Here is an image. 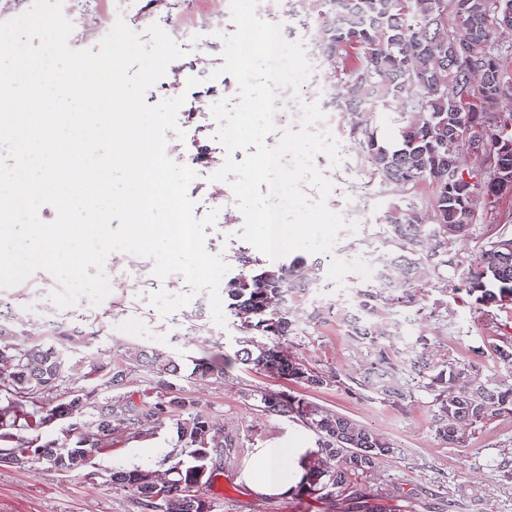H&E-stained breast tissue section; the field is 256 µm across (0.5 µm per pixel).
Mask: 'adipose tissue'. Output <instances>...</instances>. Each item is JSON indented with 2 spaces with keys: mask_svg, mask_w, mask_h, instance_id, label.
<instances>
[{
  "mask_svg": "<svg viewBox=\"0 0 512 512\" xmlns=\"http://www.w3.org/2000/svg\"><path fill=\"white\" fill-rule=\"evenodd\" d=\"M303 449L255 448L243 462L239 474L254 494L263 497H287L303 480Z\"/></svg>",
  "mask_w": 512,
  "mask_h": 512,
  "instance_id": "1",
  "label": "adipose tissue"
}]
</instances>
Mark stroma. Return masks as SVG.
I'll return each instance as SVG.
<instances>
[{
  "instance_id": "stroma-1",
  "label": "stroma",
  "mask_w": 512,
  "mask_h": 512,
  "mask_svg": "<svg viewBox=\"0 0 512 512\" xmlns=\"http://www.w3.org/2000/svg\"><path fill=\"white\" fill-rule=\"evenodd\" d=\"M304 0H275L269 11H258L259 19L278 23L290 41L307 38ZM224 44L220 37L209 36L204 50L186 49L182 58L172 62L164 82L156 83L145 94L147 104L159 103L164 97V84L180 80L189 96L202 97L208 104L226 99L237 103V83L228 74L217 75L224 63ZM332 135L344 140L347 152L338 166L323 164L322 172L333 183L328 200L330 209L344 212L348 204L359 205L362 213L357 228L339 230L331 252L306 253L308 264L317 266L322 294L305 299V306L332 305L334 291L347 287L343 271L336 266L337 253H344L352 269L366 271L379 259L383 247V226L379 217L388 199L379 185H372L364 172L365 160L357 142L350 136L347 121H339ZM476 223L467 244L469 253H477L499 233L512 236V197L499 200L477 198ZM224 222L206 227V248L221 255L229 275H237L239 265L235 252L243 246L241 233L244 216L234 199L224 203ZM154 262L148 258L115 251L104 262L108 279H128L129 287L112 289L100 303L88 298L70 306L65 318V331H100L94 348V359L108 363L114 347L138 344L175 356L185 369L178 381L185 392L198 396L201 407L214 420L223 423L233 440L217 459L213 482L208 490L212 512H326L324 504L313 496H290L284 499L252 495L238 480L247 455L255 448H312L316 435L300 421L269 416L261 410V393L265 390L287 391L296 396L333 409L372 428L387 438L397 449L381 469L383 480L401 485L417 493H432L453 504L451 512H512V414L480 426L468 447L454 448L436 438L429 419L431 397L416 394L417 403L410 413L389 404L364 400L355 391L337 387L311 389L291 385L253 366L236 362L237 332L231 324L220 325L212 318L207 292L192 294L190 302L173 314L162 315L150 302L160 280L153 273ZM23 285L0 287V326L15 336L39 339L40 327L22 313ZM447 303L453 315L449 320L431 319L423 328L428 337L437 339L453 356L471 353L473 348L488 343L512 341V302L505 305L475 306L460 303L431 289L422 303L434 307ZM217 340L222 353L230 357L226 383L202 385L190 372L192 361L201 357L207 341ZM297 352L309 364H331L348 367L355 352L349 329L338 315L308 328V336ZM173 427H165L156 435L115 443L102 450L93 465L70 473L47 469L35 464L26 469L0 465V512H141L128 491L113 485V471L137 466L166 471L167 456L177 448Z\"/></svg>"
}]
</instances>
